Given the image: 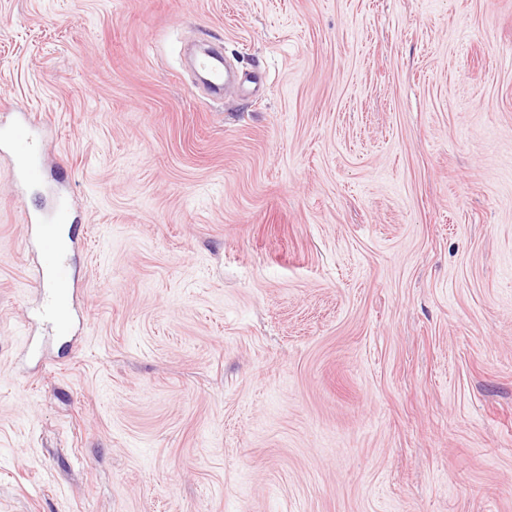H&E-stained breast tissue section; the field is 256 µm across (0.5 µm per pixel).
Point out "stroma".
<instances>
[{
	"label": "stroma",
	"mask_w": 512,
	"mask_h": 512,
	"mask_svg": "<svg viewBox=\"0 0 512 512\" xmlns=\"http://www.w3.org/2000/svg\"><path fill=\"white\" fill-rule=\"evenodd\" d=\"M18 112L0 512H512V0H0ZM34 126L23 121L15 124L10 133L12 155L18 162L22 176L29 182L37 183L42 176L41 150L37 146ZM55 223L52 219L46 218L40 224H31V232L34 228L45 257V264L34 287L47 290L50 297L47 316L64 335L69 330L71 318L65 290L72 281L73 273L68 260L66 237L63 234L64 225Z\"/></svg>",
	"instance_id": "35a3bbf8"
}]
</instances>
